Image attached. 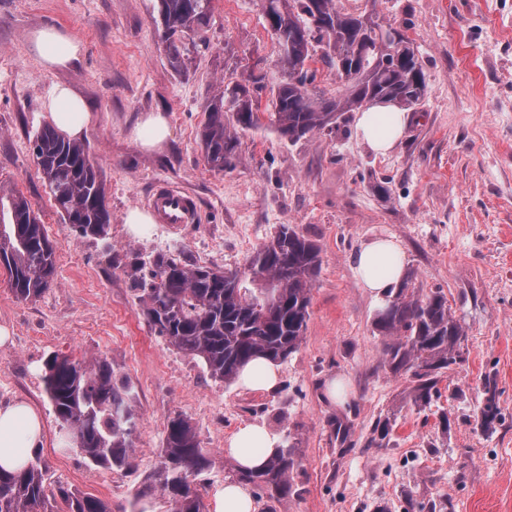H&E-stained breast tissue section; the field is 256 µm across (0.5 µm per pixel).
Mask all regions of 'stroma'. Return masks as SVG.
Wrapping results in <instances>:
<instances>
[{"mask_svg": "<svg viewBox=\"0 0 512 512\" xmlns=\"http://www.w3.org/2000/svg\"><path fill=\"white\" fill-rule=\"evenodd\" d=\"M348 12L396 21L422 65L426 92L385 155L356 134V113L336 131L291 143L271 127L247 132L241 159L209 170L199 131L205 106L233 69L261 60L272 98L280 47L261 0H213L187 70L169 65L157 0H0V190L31 201L56 252L51 286L16 297L0 269V403L24 400L41 414L37 453L52 489L104 502L109 512H172L167 493L138 496L158 466L169 421L189 420L213 464L193 481L206 508L235 463L224 453L240 427L257 423L293 448L292 492L256 502L257 512H404L407 499L445 512H512V0H337ZM54 25L82 43L69 67L46 70L30 34ZM81 96L94 120L83 142L105 185L109 239L79 237L57 211L32 141L47 121L53 84ZM164 111L171 137L158 152L132 138L138 118ZM194 197L196 224L124 222L156 184ZM282 224L320 248L309 319L299 348L279 364L280 384L255 392L211 377L203 363L148 325L134 279L157 254L221 270L243 268ZM395 240L414 288L441 291L459 321L460 359L440 395L418 408L410 376L384 364L374 321L383 302L356 281L353 258L371 240ZM101 358L128 380L136 417L132 465L105 469L68 443L43 377L54 354ZM347 396L331 401L327 381ZM493 379L499 420L480 411ZM389 419L387 437L374 429Z\"/></svg>", "mask_w": 512, "mask_h": 512, "instance_id": "stroma-1", "label": "stroma"}]
</instances>
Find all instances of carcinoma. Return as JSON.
Listing matches in <instances>:
<instances>
[{"label": "carcinoma", "mask_w": 512, "mask_h": 512, "mask_svg": "<svg viewBox=\"0 0 512 512\" xmlns=\"http://www.w3.org/2000/svg\"><path fill=\"white\" fill-rule=\"evenodd\" d=\"M270 28L282 46V79L271 99L270 126L295 142L317 131H332L347 112L375 101L416 109L425 95L422 66L411 43L374 13H346L336 0H261ZM212 0H158L169 62L184 65L178 42L207 24ZM320 62L336 70V94L316 86ZM265 76L246 66L206 107L199 133L207 166L221 172L240 156V134L262 125L253 88ZM41 178L57 209L82 237L105 240L112 215L105 189L87 147L47 126L33 140ZM319 247L288 224L257 249L241 270L220 271L157 257L150 282L136 297L155 332L186 355L201 359L210 375L233 382L257 356L274 362L298 349L309 316L310 293L320 269ZM0 267L15 295L39 297L55 272V251L31 202L18 191L0 192ZM388 338L386 363L412 372L408 393L415 406L437 394V376L460 360L463 336L448 300L440 292L422 294L402 282L374 322ZM46 392L62 424L80 436V449L104 467L131 465L135 421L127 382L103 359L76 361L55 354L46 364ZM499 416L495 394L486 398L481 424ZM153 480L138 494L166 492L173 512H203L192 478L212 465L190 423L170 420ZM295 460L282 449L259 471L238 472L258 496L281 499L291 489ZM63 512H109L101 501L59 491ZM45 472L30 464L17 473L0 470V512H52Z\"/></svg>", "instance_id": "cac0c4a2"}]
</instances>
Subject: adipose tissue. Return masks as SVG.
Returning <instances> with one entry per match:
<instances>
[{
	"instance_id": "1",
	"label": "adipose tissue",
	"mask_w": 512,
	"mask_h": 512,
	"mask_svg": "<svg viewBox=\"0 0 512 512\" xmlns=\"http://www.w3.org/2000/svg\"><path fill=\"white\" fill-rule=\"evenodd\" d=\"M33 49L48 69L64 68L78 59L81 43L65 30L46 26L34 32ZM48 122L71 139L83 138L89 130L91 114L85 102L68 87L57 85L44 103ZM407 118L393 104L377 103L360 114L357 134L374 150H391L401 137ZM355 276L374 299H384L389 288L400 280L403 255L389 239L367 243L354 258ZM43 424L27 402L0 406V469L19 472L27 467L43 440ZM282 447L280 435L265 426L241 427L226 443L225 452L246 470L261 468Z\"/></svg>"
}]
</instances>
